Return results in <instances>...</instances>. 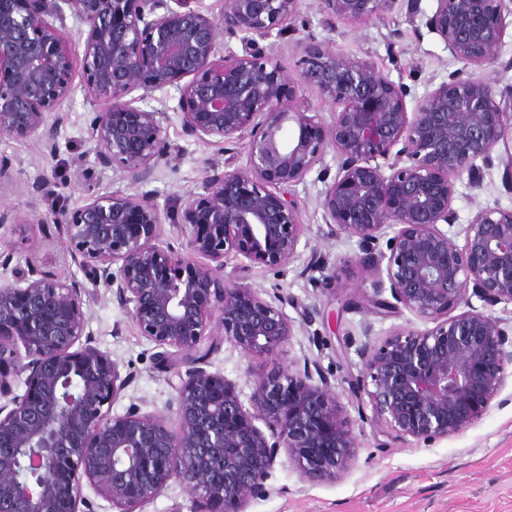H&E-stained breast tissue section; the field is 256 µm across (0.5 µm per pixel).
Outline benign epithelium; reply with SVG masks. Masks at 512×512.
<instances>
[{
    "label": "benign epithelium",
    "mask_w": 512,
    "mask_h": 512,
    "mask_svg": "<svg viewBox=\"0 0 512 512\" xmlns=\"http://www.w3.org/2000/svg\"><path fill=\"white\" fill-rule=\"evenodd\" d=\"M191 2L0 0L1 137L35 135L56 153L61 105L79 69L84 91L101 104L90 121L98 160L136 185L173 160L169 115L146 105L156 91L179 92L186 136L247 139L245 167L210 165L199 190L163 209L149 191L117 188L90 193L52 221L71 262L112 291L175 370L176 426L135 403L112 414L132 378L86 331L83 283L35 263L0 282V439L8 447L0 450V512H61L63 504L95 512L85 485L114 512H137L172 481L192 495V512H246L267 494L282 451L312 481L348 472L360 443L310 361L253 379L246 407L235 383L201 357L226 340L261 356L293 335L276 302L224 279V262L233 255L244 272L297 257L304 224L291 188L315 169L325 223L357 237L372 258L375 313L402 307L435 323L395 327L358 349L365 420L393 439L457 437L512 378L503 322L473 308L450 315L472 295L488 306L512 303V208L479 209L460 230L461 245L442 229L457 222V182L465 176L480 187L477 161L499 148L512 189V86L497 93L454 72L409 109L406 87L372 60L306 41L296 84L336 107L326 128L307 101L283 106L288 72L261 45L292 30L299 0H221L217 16ZM398 2L320 0L344 24L367 23ZM434 2L425 25L457 62L479 68L499 58L506 0ZM66 7L81 24L80 55L69 44ZM220 30L239 37L244 54L219 55ZM165 224L170 242L162 241ZM30 467L33 484L22 476Z\"/></svg>",
    "instance_id": "7a95c632"
}]
</instances>
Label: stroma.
I'll list each match as a JSON object with an SVG mask.
<instances>
[{
  "mask_svg": "<svg viewBox=\"0 0 512 512\" xmlns=\"http://www.w3.org/2000/svg\"><path fill=\"white\" fill-rule=\"evenodd\" d=\"M433 7V0H421L419 16L412 18L401 10L350 26L330 19L318 0H300L293 33L271 37L270 42L292 77L300 70L303 40L330 42L341 54L371 59L390 80L406 86V103L411 106L461 69L440 37L425 25L424 15ZM178 99V92L170 89L155 93L150 101L169 112L165 134L175 148L171 166L149 185L161 204L198 187L210 164L242 167L247 160L244 141L218 143L184 135ZM99 108L83 89H76L61 107L65 121L53 157L45 155L36 137H0V158L11 164L9 179L0 183V209L30 221L23 234L9 225L0 227V245L14 251L11 269H0L1 280L12 279L14 269L32 262L83 279V272L67 259L64 244L48 239V227L37 220L52 217L59 206L80 205L90 189L125 187L119 172L99 165L95 158L89 123ZM41 170L51 178L46 193L33 186V177ZM502 173L496 160L485 167L481 187L458 183L453 206L460 223H468L485 206L512 208V191L503 186ZM323 190L313 173L295 188L304 224L297 258L276 271L255 266L244 275L245 284L282 298L293 322L290 340L266 357L248 356L226 341L209 362L211 370L223 373L246 398L253 378L288 361L310 359L335 387L361 448L344 477L320 482L302 478L287 454H280L266 482L267 495L251 502L247 512H512V383L505 389L509 402L491 408L462 435L431 445L391 440L361 419L363 400L353 387L362 372L359 347L365 340L382 339L395 327L421 329L425 323L403 308L387 316L364 303L342 310L345 299L372 296L373 278L357 263V238L331 234L321 207ZM83 307L89 317L87 329L99 347L132 377L114 412L123 413L135 402L143 411L175 421L177 379L158 359L154 345L139 335L104 286L89 287ZM309 309L315 312L310 320L304 316Z\"/></svg>",
  "mask_w": 512,
  "mask_h": 512,
  "instance_id": "stroma-1",
  "label": "stroma"
}]
</instances>
